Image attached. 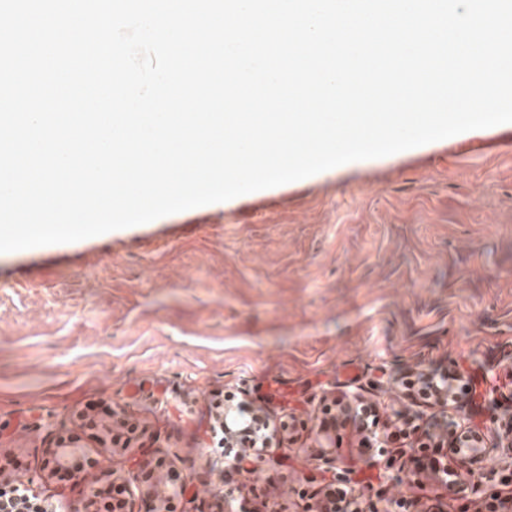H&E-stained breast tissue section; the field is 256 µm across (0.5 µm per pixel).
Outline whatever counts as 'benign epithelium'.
Instances as JSON below:
<instances>
[{"instance_id": "7a95c632", "label": "benign epithelium", "mask_w": 512, "mask_h": 512, "mask_svg": "<svg viewBox=\"0 0 512 512\" xmlns=\"http://www.w3.org/2000/svg\"><path fill=\"white\" fill-rule=\"evenodd\" d=\"M451 401L461 411L469 406L476 407L471 398L457 403V396L448 392V379L444 378L442 385L433 387L432 404L446 405ZM491 404L492 409L486 419V429L490 435L488 440L478 433L467 431L450 437L448 426H455L457 422L435 420L426 423L423 412L413 411L408 406L395 411V419L411 428V433L417 436V441L427 449V453L422 456L408 452L389 453L382 464L374 458L369 459L368 466L379 467L376 476L378 486L368 487V494L361 497L358 512H382L380 504L387 502L399 505V512H445L444 495L461 501L459 512H469L476 502L481 504V512H512V490L506 494L485 490L476 481V476L483 471L487 461L493 454L499 453L510 459L508 468L511 469L509 474L501 477L500 483L512 487V391L499 393ZM334 405L338 421L349 429L351 436L359 439L360 445L382 447L373 427L368 424L369 411L364 405L363 395L340 392L334 398ZM238 420L239 415L233 407H224V416L220 420L224 429V444L229 445L235 440ZM316 443L314 458L318 467L322 472L331 474L334 482L349 485V474L353 473V469L340 466L336 449L330 443L329 429L323 426L317 429ZM139 451L136 468L112 479V490L120 498V512H140L141 501L149 503V512H170L175 498L174 489L187 484L184 477L173 482L169 479L177 454L142 445ZM60 453L59 448L49 451L51 458L45 460L39 470L21 474L20 482L31 485L43 478V472L53 474L66 467ZM283 460L282 456L266 457L262 449L238 451L237 459L223 467L220 487L214 494L218 512H288L286 497L271 504L268 497L259 496L250 504L236 495L239 487L232 485L234 476L256 480L263 466H281ZM403 483L429 488L431 496L427 500L431 504L424 508L421 501L397 494V487ZM97 494L96 489L88 490L83 498L69 503L64 512H95ZM301 497L305 498L303 512H335L320 488L304 491Z\"/></svg>"}]
</instances>
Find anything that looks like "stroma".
I'll use <instances>...</instances> for the list:
<instances>
[{"mask_svg":"<svg viewBox=\"0 0 512 512\" xmlns=\"http://www.w3.org/2000/svg\"><path fill=\"white\" fill-rule=\"evenodd\" d=\"M455 370L478 397L512 388V123L0 253V481L62 437L91 461L31 487L49 512L140 456L93 439L89 403L177 451L194 491L224 464L215 394L297 422L273 498L283 473L321 486L307 425L336 393L378 401L384 435L406 375Z\"/></svg>","mask_w":512,"mask_h":512,"instance_id":"stroma-1","label":"stroma"}]
</instances>
